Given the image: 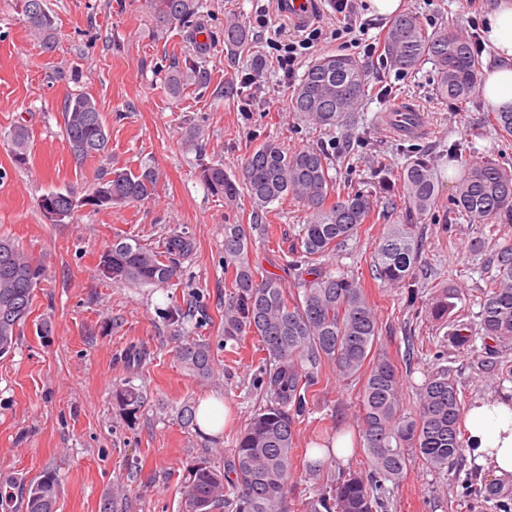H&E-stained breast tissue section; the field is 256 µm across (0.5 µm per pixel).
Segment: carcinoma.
Masks as SVG:
<instances>
[{
    "mask_svg": "<svg viewBox=\"0 0 512 512\" xmlns=\"http://www.w3.org/2000/svg\"><path fill=\"white\" fill-rule=\"evenodd\" d=\"M45 0H24L30 32L44 50L59 47L52 16L41 7ZM152 16L161 27L187 22L202 8L201 0H149ZM224 41L242 46L247 33L237 22L224 28ZM387 64L411 70L431 61L438 70L437 92L442 98L464 102L479 93L481 62L470 41L448 31L428 33L417 18L396 16L380 38ZM369 95L367 71L350 56L329 54L308 66L291 97V108L320 128H333L357 109ZM63 128L74 159L102 156L108 136L96 102L77 94L66 100ZM489 125L506 142L512 141V110L490 112ZM29 132L17 126L9 133L14 164L24 166L29 157ZM327 157L316 149L286 153L276 143H264L247 151L240 175L231 179L220 163L201 165L200 177L217 196L249 199L255 208L291 198L309 211L299 225L297 247L288 262L291 291L282 278L253 267L249 260L253 228L224 225V274L232 291L224 305V341L239 344L249 335L264 352L253 385L266 399L236 439L235 448L217 470L201 461L187 472L180 485L184 512H291L288 501L293 471L296 427L306 416L308 399L320 383L319 368L336 366L345 380L362 382L359 419L366 449L363 469L327 475L322 461L304 464L305 475L316 484L309 512H388L386 483L399 485L407 476L410 453H415L433 472H441L463 457L458 438L462 399L452 371L442 366L419 388L414 415L403 413L399 369L385 354L376 353L379 318L364 282L335 275L319 262L358 234L365 224H376L386 214L376 212L370 195L347 191L329 174ZM378 184L391 187L396 177L397 194L388 206L398 211L399 222L388 225L370 264L373 278L385 285L407 289L415 296L414 270L422 246L419 223L437 206L438 190L432 164L421 158L394 170L386 155L374 164ZM159 175L151 169L136 173L113 171L98 182L86 202L110 208L137 204L157 193ZM466 220L478 225L477 249L484 241L509 237L512 232V167L476 162L464 170L448 205L445 223ZM192 250L186 233L167 238L164 254L157 255L139 244L118 241L101 255L99 267L118 281L163 286L177 272L176 258ZM496 273L481 289L479 328L484 348L512 342V243L495 254ZM44 276L42 264L15 243L0 238V356L13 351L20 325L31 313L34 289ZM458 292L440 287L430 304V314L443 319L456 306ZM452 339L461 344L475 341L470 321H456ZM179 359L194 376L212 372L208 344L191 340L183 344ZM112 398L125 418H137L145 405L142 388L128 380L115 387ZM58 478L45 472L28 489V512H54Z\"/></svg>",
    "mask_w": 512,
    "mask_h": 512,
    "instance_id": "cac0c4a2",
    "label": "carcinoma"
}]
</instances>
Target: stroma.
Returning a JSON list of instances; mask_svg holds the SVG:
<instances>
[{"label":"stroma","mask_w":512,"mask_h":512,"mask_svg":"<svg viewBox=\"0 0 512 512\" xmlns=\"http://www.w3.org/2000/svg\"><path fill=\"white\" fill-rule=\"evenodd\" d=\"M197 22L157 27L148 0H46L61 42L46 52L25 23L21 0H0V236L12 238L40 260L46 272L35 290L32 311L16 348L0 357V512H27V489L45 471L56 473L60 493L55 512H101L105 498L122 489L119 512H182L180 482L206 460L223 468L236 436L262 398L253 377L260 353L247 337L232 353L224 350V227L250 224V260L281 273L291 259L295 233L306 213L291 200L253 212L249 201L228 202L207 190L201 164L223 163L237 174L249 148L266 142L287 151L321 150L330 173L356 190L381 200L373 160L385 153L396 165L421 156L437 174L440 203L422 223L416 300L405 289L371 280L370 261L385 230L368 232L325 257L335 274L364 280L377 310L378 352L398 364L405 413H415L417 390L438 365L452 369L467 400L512 386L490 379L482 343L449 340L450 321L433 319L435 286L461 292L455 311L476 319L479 290L494 271L497 242L486 241L480 255L469 245L475 225L444 227L443 217L463 169L475 161L512 165L507 144L487 126L481 95L460 103L436 93L438 73L430 62L400 71L380 56L364 55L339 23L328 0H321L309 29L319 37L310 56L344 54L368 70L370 94L351 122L330 130L293 112L295 82L284 80L267 42L295 41L302 33L276 11L275 0H202ZM497 0H403L430 32L455 22L482 55L481 18ZM271 10V28L256 25L261 7ZM239 22L246 47L228 45L224 28ZM191 62L181 94H171L165 76L175 63ZM258 83H243L246 74ZM85 94L97 104L109 144L104 157L76 162L64 135L62 110L68 97ZM394 106L413 108L422 130L397 132L382 115ZM30 135L29 162L14 164L6 140L15 125ZM459 148L449 161L450 145ZM151 167L159 174L157 195L145 203L101 209L84 206L73 220L50 223L39 203L53 192L86 195L114 170ZM188 232L194 247L178 258V272L164 286L121 283L103 277L99 260L118 240L162 252L172 232ZM192 314L186 325L172 323V307ZM423 353L404 363L408 339ZM191 339L208 343L210 378L189 373L178 358ZM443 360H436V352ZM318 392L297 426L296 454L337 434L351 433L347 462L365 458L359 434V386L342 380L325 364ZM133 380L147 400L136 421H127L112 402V389ZM216 397L229 413L222 431L204 436L179 417L183 405ZM389 512H512V483L479 475L469 464L430 471L412 460L406 479L391 491Z\"/></svg>","instance_id":"obj_1"}]
</instances>
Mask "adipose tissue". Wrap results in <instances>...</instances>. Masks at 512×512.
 I'll return each mask as SVG.
<instances>
[{"label": "adipose tissue", "instance_id": "obj_1", "mask_svg": "<svg viewBox=\"0 0 512 512\" xmlns=\"http://www.w3.org/2000/svg\"><path fill=\"white\" fill-rule=\"evenodd\" d=\"M482 43L496 64L486 69L481 95L500 110L512 108V0H499L486 13ZM461 439L470 465L512 481V388L475 400L464 414Z\"/></svg>", "mask_w": 512, "mask_h": 512}]
</instances>
